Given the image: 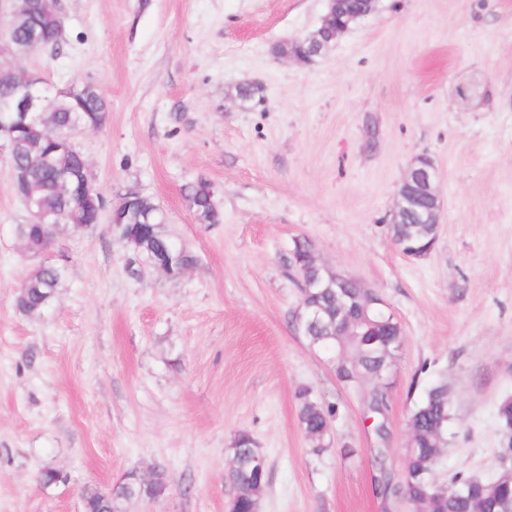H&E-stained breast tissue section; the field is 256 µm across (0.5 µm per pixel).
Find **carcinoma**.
Returning a JSON list of instances; mask_svg holds the SVG:
<instances>
[{
    "mask_svg": "<svg viewBox=\"0 0 512 512\" xmlns=\"http://www.w3.org/2000/svg\"><path fill=\"white\" fill-rule=\"evenodd\" d=\"M74 99L63 98L52 109V125L56 133L69 134L81 125L102 126L107 119V104L97 89L83 90ZM20 140L19 151L12 157L14 164L28 168L29 179L36 188L43 205L51 209L73 210L77 204L66 203L61 195L64 172L88 173V164L80 151L62 158L66 171L49 161H34L29 147L41 144L48 152L56 147L53 135L41 127L21 126L16 130ZM188 198L200 224H216L218 213L211 206V191L204 182L191 187ZM117 242L132 254L130 262L165 256L174 240L163 230V224H139L137 215L129 213L125 231ZM63 270L54 264H40L23 282L16 306L27 315L42 313L51 306L62 288ZM327 287L303 292V301L322 310L323 321L303 332L310 345L328 352L344 346L347 353L336 355V377L347 384L370 380L375 384L370 400L371 412L381 415L387 406V383L394 361V351L401 343L402 331L389 314L381 315L369 309L364 300L373 292L347 283V308L336 315V283L325 279ZM297 419L301 431L310 443L313 454L326 448L330 424L336 408L312 397V390L304 387L297 392ZM449 419L448 387L436 383L426 389L409 417L410 446L406 449L403 478L391 489L402 496L413 512H512V466L492 480L451 476L445 482L435 480V473L443 448L447 445L444 427ZM257 451L254 438L246 431L234 439L227 474L234 489L233 500L237 512H259L262 491L268 475H257L251 468V457ZM42 485L66 484L61 471L45 467L39 473ZM168 489L165 471L157 472L154 482L142 487L135 475L128 476L115 491L94 490L83 494L84 512H122V504L133 498L163 496Z\"/></svg>",
    "mask_w": 512,
    "mask_h": 512,
    "instance_id": "1",
    "label": "carcinoma"
}]
</instances>
